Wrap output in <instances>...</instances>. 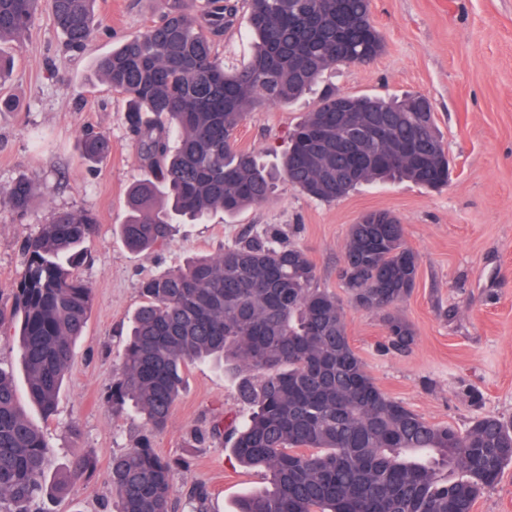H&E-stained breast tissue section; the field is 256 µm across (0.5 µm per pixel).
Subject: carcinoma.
Instances as JSON below:
<instances>
[{"label":"carcinoma","mask_w":512,"mask_h":512,"mask_svg":"<svg viewBox=\"0 0 512 512\" xmlns=\"http://www.w3.org/2000/svg\"><path fill=\"white\" fill-rule=\"evenodd\" d=\"M168 11L139 36L96 62L98 76L126 103V123L145 177L128 193L119 225L125 245L143 252L163 245L180 219L234 217L267 202L275 180L307 197L333 203L379 180L448 186V154L409 158L444 146L435 120L422 123L401 99L345 95L355 116L371 109L398 117L389 138L347 161L355 176L336 178V93L324 95L290 134L278 172L241 149L237 132L253 111L288 104L328 68L375 61L384 40L368 17V0H167ZM96 0H50L48 21L65 45L81 50L95 35ZM40 0H0V82L10 59L4 46L22 43ZM245 13L253 51L242 65L219 60L218 39ZM83 157L104 162L110 141L82 132ZM163 192L167 203L159 202ZM36 184L19 180L0 201L23 213ZM94 217L62 210L23 241L24 273L0 296V330L17 327L30 403L47 418L69 376L93 294L78 276ZM339 277L356 308L383 313L389 348L414 343L398 306L416 285L418 258L403 226L388 211L350 225ZM112 411L126 402L153 432L168 426L188 364L228 363L243 374L239 391L250 413L229 434L215 417L209 436H226L245 467L269 487L247 493L237 512H473L483 492L512 464V419L486 415L465 430L431 423L382 391L355 352L336 294L317 286L307 251L272 232L248 234L216 255H201L143 280ZM51 448L21 407L14 379L0 368V512H39L45 497L66 494L96 468L77 448L67 469L45 475ZM179 462L149 440L112 458L115 512H175ZM190 512H210L203 486L188 494Z\"/></svg>","instance_id":"1"}]
</instances>
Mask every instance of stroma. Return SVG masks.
Wrapping results in <instances>:
<instances>
[{
	"label": "stroma",
	"instance_id": "stroma-1",
	"mask_svg": "<svg viewBox=\"0 0 512 512\" xmlns=\"http://www.w3.org/2000/svg\"><path fill=\"white\" fill-rule=\"evenodd\" d=\"M165 8V0H98L102 29L79 52L66 50L39 15L0 87L17 103L0 112V188L22 178L37 185L25 216L0 204V288L20 278L21 245L53 212L83 210L96 219L78 270L93 291L91 313L57 410L39 425L52 447L48 476L63 471L76 448L96 458L97 469L64 499H44V512H109L112 458L146 434L140 416L113 414L110 399L140 281L192 255L216 254L254 229H276L305 249L319 287L342 299L349 225L371 211L397 215L419 261L416 286L398 307L415 330L414 343L402 354L386 351L381 314L348 305L352 346L385 393L429 422L463 429L483 415L512 417V0H371L385 42L375 62L329 68L301 100L261 107L238 132L241 148L272 165L324 92H420L433 104L448 152L447 187L379 182L324 204L283 184L263 205L234 218L219 213L201 224L177 223L163 247L138 253L126 248L118 226L128 191L145 170L125 124V101L101 81L95 63ZM88 126L111 142L103 163L80 155L78 137ZM248 412L236 371L211 363L186 368L168 427L151 439L160 455L181 462L173 478L178 503L202 485L212 494L211 512H235L244 491L264 486L260 472L240 466L223 439L208 435L215 415L229 422ZM201 433L200 444L194 437Z\"/></svg>",
	"mask_w": 512,
	"mask_h": 512
}]
</instances>
